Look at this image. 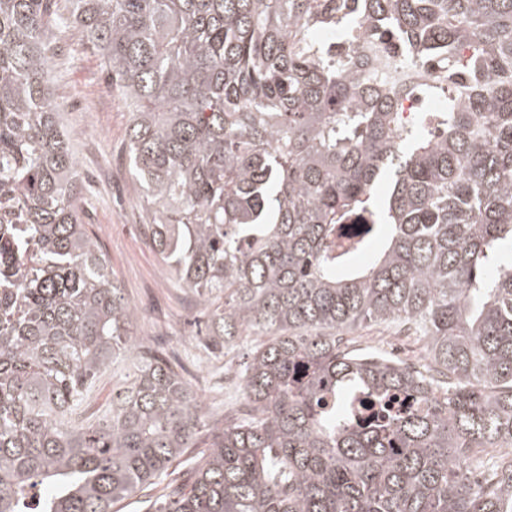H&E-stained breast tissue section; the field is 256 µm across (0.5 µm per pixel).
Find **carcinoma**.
Here are the masks:
<instances>
[{
	"label": "carcinoma",
	"instance_id": "1",
	"mask_svg": "<svg viewBox=\"0 0 512 512\" xmlns=\"http://www.w3.org/2000/svg\"><path fill=\"white\" fill-rule=\"evenodd\" d=\"M0 0V512H512V0ZM129 109L161 259L207 339L266 336L211 429L79 220L45 30ZM439 75L400 112L351 51ZM402 320L432 368L344 334ZM132 373L85 418L117 359ZM187 470L183 464H177L174 462L172 466L167 470V478L162 485H148L143 489L137 491L132 497L116 502L112 506L113 512H147L155 509L153 506V501L164 494L166 491L164 487L168 483L173 482V484L180 483L185 476L183 473Z\"/></svg>",
	"mask_w": 512,
	"mask_h": 512
}]
</instances>
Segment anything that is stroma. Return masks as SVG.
<instances>
[{"mask_svg": "<svg viewBox=\"0 0 512 512\" xmlns=\"http://www.w3.org/2000/svg\"><path fill=\"white\" fill-rule=\"evenodd\" d=\"M46 39L53 100L72 135L78 166L100 173L83 186L81 221L98 237L125 296L149 310L148 318L135 320L134 334L149 337L150 348L182 365L204 404L206 423L223 421L242 403V381L225 383L223 365L230 362L243 371L255 344L240 341L221 354L207 345L197 326L203 306L170 276L144 228L148 218L130 171L129 113L120 94L109 85L96 51L73 31L52 27Z\"/></svg>", "mask_w": 512, "mask_h": 512, "instance_id": "stroma-1", "label": "stroma"}]
</instances>
